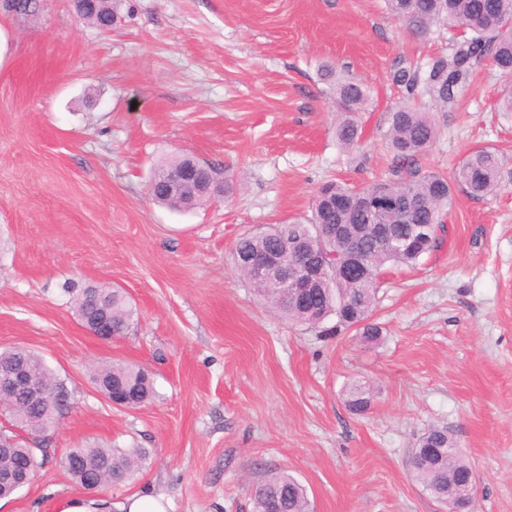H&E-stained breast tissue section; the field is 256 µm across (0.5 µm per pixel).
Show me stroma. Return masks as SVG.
Wrapping results in <instances>:
<instances>
[{"mask_svg": "<svg viewBox=\"0 0 512 512\" xmlns=\"http://www.w3.org/2000/svg\"><path fill=\"white\" fill-rule=\"evenodd\" d=\"M37 18L0 0V349L40 354L72 405L32 483L0 512H56L84 496L60 466L78 446L140 448L139 473L99 495L148 489L167 512H248L284 470L313 512H444L412 453L448 427L477 477L473 512H512V76L474 68L455 104L423 99L439 135L421 173L452 175L498 150L501 187L455 190L440 251L386 266L372 319L382 334L325 336L272 312L238 273L236 241L308 215L318 188L393 177L386 115L405 94L393 70L447 50L386 0H122L100 31L72 0ZM371 89L360 147L340 149L318 68ZM224 165L231 191L178 212L147 184L170 157ZM67 282L123 289L138 311L103 341L77 319ZM121 360L151 374L146 406L113 407L92 379ZM370 386L356 413L346 389Z\"/></svg>", "mask_w": 512, "mask_h": 512, "instance_id": "1", "label": "stroma"}]
</instances>
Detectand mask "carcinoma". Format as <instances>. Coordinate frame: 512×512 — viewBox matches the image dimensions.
I'll return each instance as SVG.
<instances>
[{
    "label": "carcinoma",
    "mask_w": 512,
    "mask_h": 512,
    "mask_svg": "<svg viewBox=\"0 0 512 512\" xmlns=\"http://www.w3.org/2000/svg\"><path fill=\"white\" fill-rule=\"evenodd\" d=\"M41 0H13L11 9L35 17ZM391 14L407 29L425 36L445 27L449 30L461 25L458 36L452 38L448 52L430 57L422 65L396 69L392 83L413 97L421 90L442 107L454 104L459 89L469 85L473 67L482 58L492 61L504 74H512V0H387ZM78 14L88 24L103 28L107 12L103 5H91L84 0L78 5ZM321 75L332 84L336 107V139L347 152L355 151L363 134L362 113L370 105L368 86L354 75L335 72L330 67ZM386 144L392 155L393 168L410 169L435 141L438 130L431 113L422 112L407 102L388 113ZM194 164L195 173L203 184L210 177L221 175V166L201 162L190 155H179L157 167L148 184V195L158 205L180 212L200 208L216 199L203 188L189 194L165 190V176L174 169ZM502 158L492 149L471 151L456 167L453 178L430 172L421 175L409 173L398 181L376 180L362 188H352L342 181L324 183L313 197L310 216L272 224L266 230L241 237L235 244L234 259L238 270L249 277L245 262L275 250L288 252L296 240L320 243L328 256V274L325 284L313 288L301 300L286 288H277L262 281L249 284L275 312L300 324L318 327L329 317H336V326L355 329L363 339L373 341L381 336L379 326L371 321L376 301L377 284L383 267L388 264L414 266L420 259L438 250L444 244L443 234L450 211L454 190L458 187L474 197L493 192L500 179ZM406 202L403 209L370 207L374 199L388 195ZM327 224H344L358 240L366 255L364 270L339 273L344 267L346 250L333 236L323 237ZM389 226L394 237L404 243L398 249L378 245L380 226ZM75 312L83 317L97 309L104 310L112 323V336L125 335L133 325L137 310L121 288L106 285L88 286L74 298ZM3 359L24 362L32 372L44 377L51 397L40 408L29 407L16 412L8 405L0 407V414L9 423L27 431L36 438V450L25 440L12 448H0V469L20 473L30 455L41 453L48 458L47 438H38L45 420L61 418L64 411L56 397L68 389L46 366L42 356L24 347L0 351ZM112 377V389L129 385L130 398L140 406L155 396L153 381L142 369L124 362H113L97 371L94 380L106 388L102 379ZM346 403L357 412L370 403V388L353 384L346 395ZM420 448H436L439 453L415 460L416 480L446 512H453L454 503L441 501L442 490L450 484H465L474 475L467 456L454 452L458 447L448 434V428H428L418 442ZM144 452L139 448H104L85 446L71 448L62 457L66 470L73 479L82 482L81 469L88 465L96 469L100 485L121 482L131 478L142 465ZM250 512H309L306 488L284 471L269 473L257 483L250 497Z\"/></svg>",
    "instance_id": "cac0c4a2"
}]
</instances>
